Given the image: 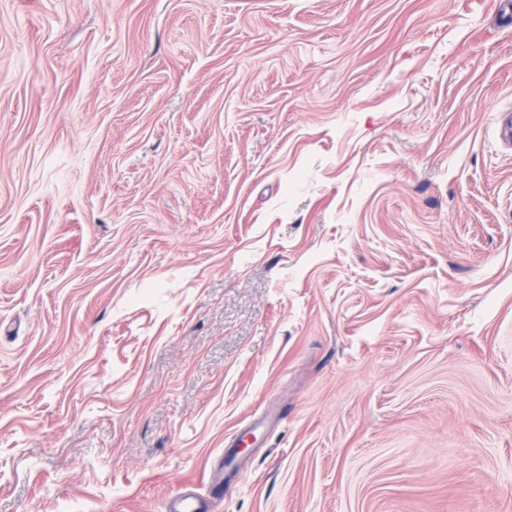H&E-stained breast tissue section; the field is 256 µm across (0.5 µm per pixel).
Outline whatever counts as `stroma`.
<instances>
[{
    "instance_id": "obj_1",
    "label": "stroma",
    "mask_w": 512,
    "mask_h": 512,
    "mask_svg": "<svg viewBox=\"0 0 512 512\" xmlns=\"http://www.w3.org/2000/svg\"><path fill=\"white\" fill-rule=\"evenodd\" d=\"M512 0H0V512H512Z\"/></svg>"
}]
</instances>
